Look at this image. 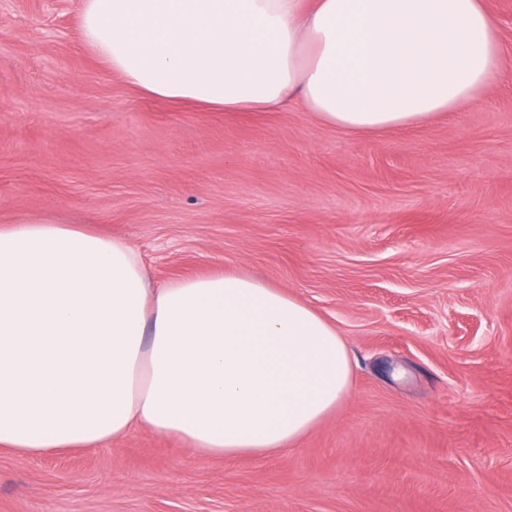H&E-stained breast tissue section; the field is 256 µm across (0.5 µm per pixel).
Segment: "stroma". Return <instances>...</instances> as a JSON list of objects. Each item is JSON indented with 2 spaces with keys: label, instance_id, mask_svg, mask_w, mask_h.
I'll return each instance as SVG.
<instances>
[{
  "label": "stroma",
  "instance_id": "1",
  "mask_svg": "<svg viewBox=\"0 0 512 512\" xmlns=\"http://www.w3.org/2000/svg\"><path fill=\"white\" fill-rule=\"evenodd\" d=\"M477 103L377 138L139 95L80 0H0V220L126 240L155 282L232 269L344 338L352 388L296 447L200 458L134 429L0 451V512H512V0Z\"/></svg>",
  "mask_w": 512,
  "mask_h": 512
}]
</instances>
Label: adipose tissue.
Wrapping results in <instances>:
<instances>
[{"instance_id":"adipose-tissue-1","label":"adipose tissue","mask_w":512,"mask_h":512,"mask_svg":"<svg viewBox=\"0 0 512 512\" xmlns=\"http://www.w3.org/2000/svg\"><path fill=\"white\" fill-rule=\"evenodd\" d=\"M84 47L141 95L428 125L499 81L485 0H82ZM335 327L232 271L154 285L139 252L48 214L0 226V448L79 451L139 426L201 458L294 448L351 391Z\"/></svg>"}]
</instances>
